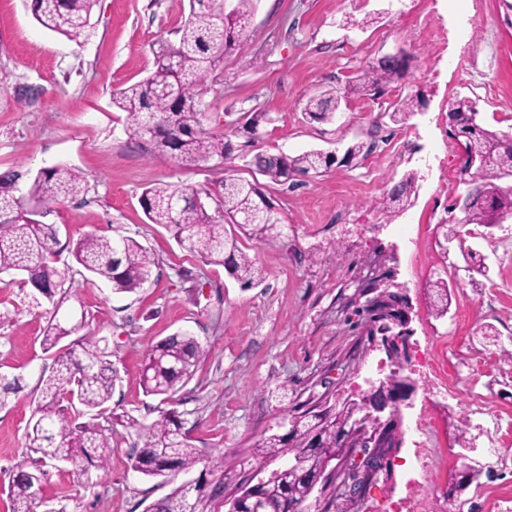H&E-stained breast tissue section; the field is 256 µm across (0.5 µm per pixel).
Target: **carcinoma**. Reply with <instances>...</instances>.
<instances>
[{"label": "carcinoma", "instance_id": "carcinoma-1", "mask_svg": "<svg viewBox=\"0 0 512 512\" xmlns=\"http://www.w3.org/2000/svg\"><path fill=\"white\" fill-rule=\"evenodd\" d=\"M95 0H33L36 20L46 29L65 36L90 31ZM254 8V0H236L235 9H226L225 0H190V11L179 28L176 43L162 42L155 52L154 70L146 78L123 89L112 103L127 113L132 135L143 140L150 154L169 157L185 166L224 167L229 158V141L224 134L203 128L199 115L202 92L207 77L224 63L246 33ZM404 69L381 59L368 65L354 85L364 96H380L398 81ZM346 95L328 94L311 97L305 115L311 121L329 122L342 111ZM417 103L406 96L391 112L397 124L406 123ZM476 103L468 96L456 98L451 108L454 127L465 134L466 141L492 159L483 169H474L465 176L467 192L463 216L441 220L445 241L461 235L468 224L486 227L498 225L502 216H512V138L491 131L477 121ZM251 165L275 184H285L294 175L328 169L329 158L319 151L297 156L257 154ZM21 174H0V273L25 275L24 282L34 289L31 299L36 304L46 301L53 313L44 330V350L56 349L49 374H41L37 382L40 401L27 425V447L38 454L31 467L10 477L9 494L13 512H33L47 461H67L81 476L90 468L106 470L114 448L118 428L135 431L142 445L132 448V469L144 476H162L167 472L189 471L204 461L195 448L184 421L173 413L149 426L135 417L118 415L107 403L112 398L116 370L112 350L103 337L81 336L62 346V339L83 327V320L61 322L56 316L68 301L66 283L74 273L87 272L106 279L117 293H133L150 280L156 266L154 254L129 236L117 238L87 234L72 247L71 254L79 270L67 265L57 266L59 227L46 224L36 216L48 213L65 199L82 195L85 175L67 166H53L38 173L28 190L29 206L20 197L9 194ZM415 182L410 173L396 183L390 200L408 198ZM210 202L203 201V198ZM200 197L193 189L171 183H159L145 189L141 206L150 224L169 230L178 246L201 261L222 265L228 275L244 286L264 281V273L255 260L239 245L236 236L226 230L230 224L248 238L262 244L275 242L285 234L288 225L281 222L279 212L267 200L262 184L235 175H226L215 193ZM434 291L431 314L442 319L448 314V280L429 282ZM367 297L363 311L367 335L375 336L381 327L400 326L405 314L397 295L381 288L378 280L362 287ZM207 356L202 343L188 332L167 336L149 348L143 358L142 384L145 393L165 401L186 384ZM25 387L21 375H0V408L10 397ZM77 401L83 407L78 416L88 420H66L56 409L63 398ZM358 404L351 399L295 413L285 418L288 432L272 434L260 444L264 458L286 457L284 466L273 478L256 487L262 502L261 512H303V506L314 492V486L301 477L308 462L335 470L325 486L321 512H351L366 487L375 480L379 469L364 464L359 468L358 487L347 490L343 485L348 469L344 461L366 438L376 437V457L385 458L392 450V429L368 421L364 428L354 427ZM200 487L183 485L151 507V512H195L190 502L192 492Z\"/></svg>", "mask_w": 512, "mask_h": 512}]
</instances>
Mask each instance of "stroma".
Returning <instances> with one entry per match:
<instances>
[{
  "instance_id": "stroma-1",
  "label": "stroma",
  "mask_w": 512,
  "mask_h": 512,
  "mask_svg": "<svg viewBox=\"0 0 512 512\" xmlns=\"http://www.w3.org/2000/svg\"><path fill=\"white\" fill-rule=\"evenodd\" d=\"M189 0H97L94 27L66 37L43 28L31 0H0V173L21 172L27 192L41 169L57 164L87 176L83 196L44 215L60 229L59 260L94 232L131 236L154 254L151 282L134 293H116L104 279L75 275L64 311L84 310L86 336L105 337L118 379L109 403L143 424L163 412L185 416L196 448L209 464L149 478L132 469L136 435H122L106 471L78 477L66 462H49L36 512H149L185 483L200 486L196 512H228L230 501L259 472L258 447L283 433L287 414L305 405L355 398L369 380L393 370L379 338L364 332L362 286L383 285L407 307L409 355L431 348L437 369L454 395L430 407L425 382H417L403 425L411 427L430 408L438 430L433 482L424 488L435 512H501L512 502V220L493 228L467 227L462 242H445L438 227L462 190L448 111L457 95L477 103L490 130L512 136V10L505 0H256L247 34L207 80L200 110L204 128L227 134L234 175L254 178L258 153L296 156L310 150L370 145L363 158L342 159L325 172L298 176L294 186L266 183L265 194L288 226L285 238L248 241L265 272L255 288L241 287L219 265H207L180 249L172 235L148 223L140 205L145 188L167 182L215 189L222 171L184 167L151 156L126 129V114L112 103L121 89L154 69L159 42L176 41ZM438 28L431 42L425 25ZM404 50L406 74L370 98L350 86L367 65ZM347 92L341 120L306 119L309 97ZM419 101L406 126L389 119L405 96ZM267 113L257 135L239 132L248 114ZM416 146L380 152L384 136ZM415 172L407 202L390 200L403 174ZM448 193L434 201L438 179ZM411 227V239L395 232ZM485 258L486 273L463 269L464 249ZM445 273L451 285L446 318L432 317L426 283ZM0 373L21 374L26 386L0 408V512H12L9 475L25 459L28 421L37 405L36 383L50 371L54 354L41 336L49 315L10 274L0 275ZM189 331L207 357L169 401L146 395L143 356L151 345ZM482 404L487 418L474 417ZM468 418L476 448L461 457L453 445L458 418ZM411 435L389 457L390 466L370 485L360 512L403 492ZM480 475L460 497H447L462 464Z\"/></svg>"
}]
</instances>
